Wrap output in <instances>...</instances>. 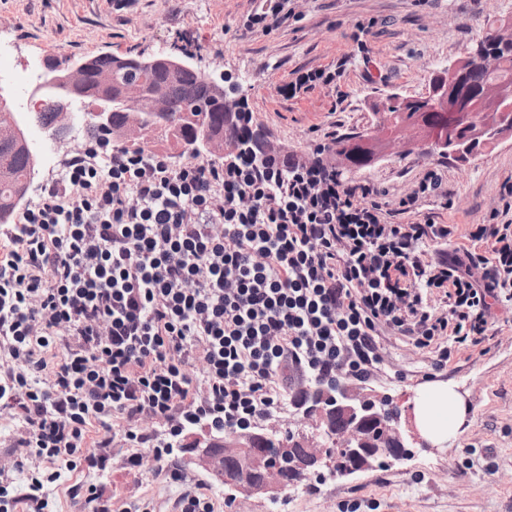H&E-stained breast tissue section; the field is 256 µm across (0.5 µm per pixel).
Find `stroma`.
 <instances>
[{
  "instance_id": "35a3bbf8",
  "label": "stroma",
  "mask_w": 512,
  "mask_h": 512,
  "mask_svg": "<svg viewBox=\"0 0 512 512\" xmlns=\"http://www.w3.org/2000/svg\"><path fill=\"white\" fill-rule=\"evenodd\" d=\"M255 5L256 0H0V42L15 56L12 68H0V87L23 113L32 89L22 76L28 63L43 67L130 52L187 55L197 70L224 74L236 84L274 144L308 152L328 144L330 135L373 130L376 104L392 95L425 94L437 72L501 22L512 21V0H298L295 18L265 34L242 26ZM360 22L373 25L370 55L381 71L374 81L349 38ZM337 62L343 69L335 85L294 99L279 94L296 72ZM28 136L39 157L41 184L86 143L79 132L65 144L35 128ZM429 169L442 173L448 201L427 202L423 215L465 231L487 223L497 206L500 185L512 176V139L466 162L413 147L344 180L374 183L399 196ZM380 343L382 371L361 388L398 408L405 459H383L348 476L324 470L299 493L288 488L249 495L228 490L192 461L187 431L175 451V467L199 483L218 512H512V311H500L483 343L456 348L437 372L431 369L433 352L415 348L407 337L384 336ZM430 383L456 393L463 419L456 438L425 448L413 440L418 429L411 400ZM77 483L104 486L115 512L142 498L153 500L155 512H176L182 491L163 482L148 462L103 474L66 471L47 489L55 512H74L70 492Z\"/></svg>"
}]
</instances>
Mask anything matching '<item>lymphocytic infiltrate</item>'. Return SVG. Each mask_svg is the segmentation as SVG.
I'll return each instance as SVG.
<instances>
[{
    "instance_id": "obj_1",
    "label": "lymphocytic infiltrate",
    "mask_w": 512,
    "mask_h": 512,
    "mask_svg": "<svg viewBox=\"0 0 512 512\" xmlns=\"http://www.w3.org/2000/svg\"><path fill=\"white\" fill-rule=\"evenodd\" d=\"M235 131L223 158L179 165L97 138L0 233V410L19 421L0 486L27 481L14 507L51 512L62 470L149 457L184 484L178 512H216L173 464L187 429H247L276 392L368 381L385 335L444 369L512 303V178L448 251L452 225L418 216L437 172L392 199L273 147L246 103Z\"/></svg>"
}]
</instances>
